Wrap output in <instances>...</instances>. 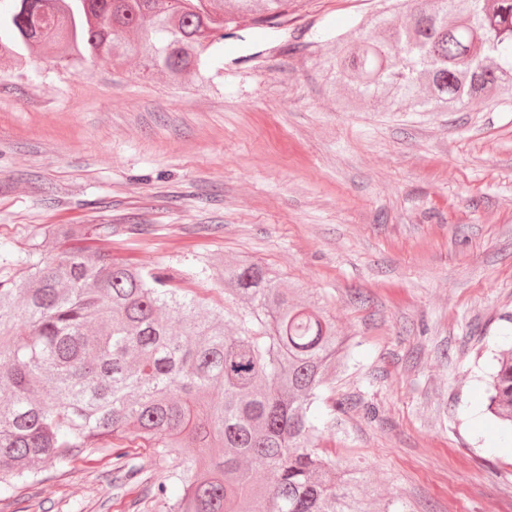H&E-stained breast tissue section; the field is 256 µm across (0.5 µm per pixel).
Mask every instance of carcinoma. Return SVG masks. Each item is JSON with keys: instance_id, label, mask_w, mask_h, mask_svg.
I'll return each instance as SVG.
<instances>
[{"instance_id": "1", "label": "carcinoma", "mask_w": 512, "mask_h": 512, "mask_svg": "<svg viewBox=\"0 0 512 512\" xmlns=\"http://www.w3.org/2000/svg\"><path fill=\"white\" fill-rule=\"evenodd\" d=\"M173 0H11L0 12V58L26 67L50 40L73 66L112 60L127 28V55L174 74L202 76L221 31L264 28L288 0H207L213 23ZM404 23L378 20L336 37L323 65L348 94L343 112L388 98L400 110L453 112L478 99L512 98V0H403ZM99 236L55 224L61 247L0 277V499L78 451H106L115 479L145 486L166 512H390L377 490L326 458L318 440L336 411L313 413L345 365L350 338L279 276L247 258L201 268L224 286L208 307L170 287L159 268L67 241ZM487 410L512 434V345L497 360ZM151 449L156 477L129 448Z\"/></svg>"}]
</instances>
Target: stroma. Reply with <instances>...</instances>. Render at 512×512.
Listing matches in <instances>:
<instances>
[{
	"label": "stroma",
	"instance_id": "35a3bbf8",
	"mask_svg": "<svg viewBox=\"0 0 512 512\" xmlns=\"http://www.w3.org/2000/svg\"><path fill=\"white\" fill-rule=\"evenodd\" d=\"M382 0H292L230 29L200 87L142 58L0 64V270L36 233H112V258L222 302L203 261L246 256L330 314L353 356L319 445L401 512H512V444L482 413L512 331V102L336 108L323 67ZM0 512H164L105 453L18 485ZM99 236L96 230L84 227L80 224H55L44 231L45 239L54 240L56 243L67 241H88Z\"/></svg>",
	"mask_w": 512,
	"mask_h": 512
}]
</instances>
